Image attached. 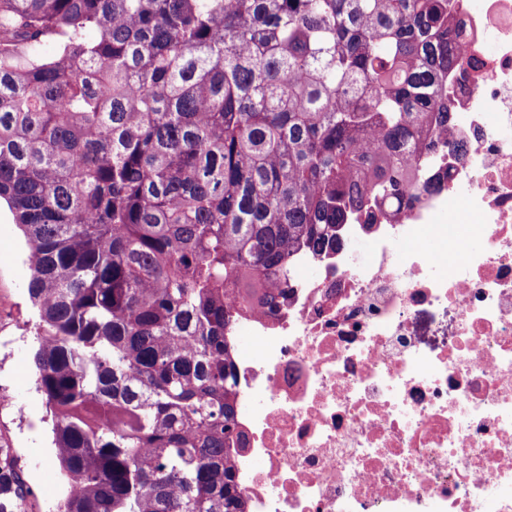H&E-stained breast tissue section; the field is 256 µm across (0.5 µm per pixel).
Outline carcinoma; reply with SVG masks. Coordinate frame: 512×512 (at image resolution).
<instances>
[{
	"mask_svg": "<svg viewBox=\"0 0 512 512\" xmlns=\"http://www.w3.org/2000/svg\"><path fill=\"white\" fill-rule=\"evenodd\" d=\"M463 26L452 0H0L60 512H246L237 312L434 188Z\"/></svg>",
	"mask_w": 512,
	"mask_h": 512,
	"instance_id": "obj_1",
	"label": "carcinoma"
}]
</instances>
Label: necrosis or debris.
<instances>
[{
	"mask_svg": "<svg viewBox=\"0 0 512 512\" xmlns=\"http://www.w3.org/2000/svg\"><path fill=\"white\" fill-rule=\"evenodd\" d=\"M455 10L446 177L234 321L247 512H512V0Z\"/></svg>",
	"mask_w": 512,
	"mask_h": 512,
	"instance_id": "necrosis-or-debris-1",
	"label": "necrosis or debris"
}]
</instances>
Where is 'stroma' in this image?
<instances>
[{
    "mask_svg": "<svg viewBox=\"0 0 512 512\" xmlns=\"http://www.w3.org/2000/svg\"><path fill=\"white\" fill-rule=\"evenodd\" d=\"M28 245L10 211H0V448L26 498L25 512H56L46 487L61 484L52 459L43 398L34 383L32 352L38 315L28 296Z\"/></svg>",
    "mask_w": 512,
    "mask_h": 512,
    "instance_id": "35a3bbf8",
    "label": "stroma"
}]
</instances>
